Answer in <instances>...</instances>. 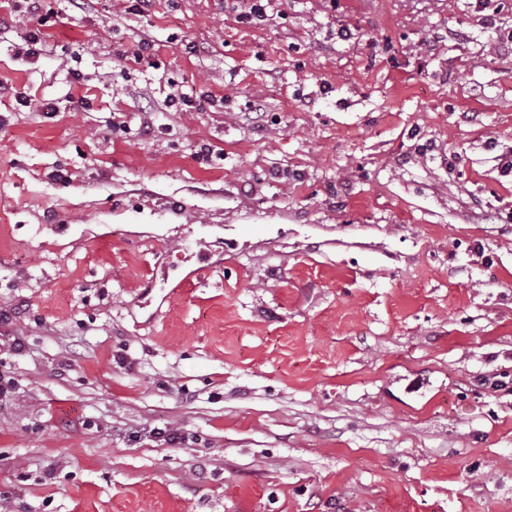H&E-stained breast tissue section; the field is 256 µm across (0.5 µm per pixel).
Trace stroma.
I'll list each match as a JSON object with an SVG mask.
<instances>
[{"mask_svg":"<svg viewBox=\"0 0 512 512\" xmlns=\"http://www.w3.org/2000/svg\"><path fill=\"white\" fill-rule=\"evenodd\" d=\"M247 5L0 29V512H512V0Z\"/></svg>","mask_w":512,"mask_h":512,"instance_id":"1","label":"stroma"}]
</instances>
